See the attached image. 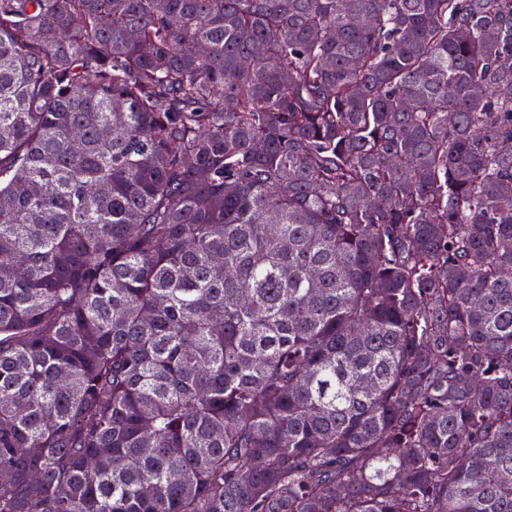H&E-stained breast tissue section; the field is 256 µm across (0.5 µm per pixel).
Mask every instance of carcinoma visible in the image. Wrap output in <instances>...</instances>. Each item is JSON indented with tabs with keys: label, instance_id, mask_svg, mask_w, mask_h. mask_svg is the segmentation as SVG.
I'll return each mask as SVG.
<instances>
[{
	"label": "carcinoma",
	"instance_id": "cac0c4a2",
	"mask_svg": "<svg viewBox=\"0 0 512 512\" xmlns=\"http://www.w3.org/2000/svg\"><path fill=\"white\" fill-rule=\"evenodd\" d=\"M509 90L512 0H0V512H512Z\"/></svg>",
	"mask_w": 512,
	"mask_h": 512
}]
</instances>
